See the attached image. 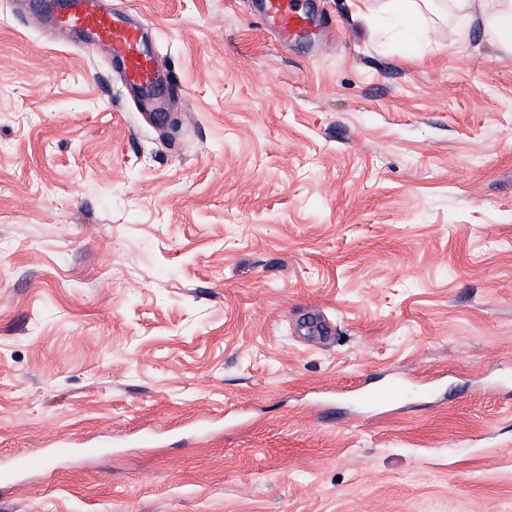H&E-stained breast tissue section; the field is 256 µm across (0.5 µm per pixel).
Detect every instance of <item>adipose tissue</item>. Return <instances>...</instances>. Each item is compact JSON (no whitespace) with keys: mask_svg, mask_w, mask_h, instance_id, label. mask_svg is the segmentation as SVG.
<instances>
[{"mask_svg":"<svg viewBox=\"0 0 512 512\" xmlns=\"http://www.w3.org/2000/svg\"><path fill=\"white\" fill-rule=\"evenodd\" d=\"M385 8L410 21L429 15L453 18L462 39L468 37L472 25H481L491 42L512 54V0H387Z\"/></svg>","mask_w":512,"mask_h":512,"instance_id":"ef3b65f1","label":"adipose tissue"}]
</instances>
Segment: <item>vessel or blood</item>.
<instances>
[{
	"label": "vessel or blood",
	"mask_w": 512,
	"mask_h": 512,
	"mask_svg": "<svg viewBox=\"0 0 512 512\" xmlns=\"http://www.w3.org/2000/svg\"><path fill=\"white\" fill-rule=\"evenodd\" d=\"M257 11L265 28L285 42L311 38L321 26L304 0H260ZM36 20L49 22L61 32L86 35L90 45H103L120 70L127 89L139 96L151 93L156 76L155 60L142 49L140 28L104 8L102 0H71L65 13L49 16L41 12Z\"/></svg>",
	"instance_id": "b4317fda"
}]
</instances>
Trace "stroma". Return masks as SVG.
I'll use <instances>...</instances> for the list:
<instances>
[{
	"label": "stroma",
	"instance_id": "stroma-1",
	"mask_svg": "<svg viewBox=\"0 0 512 512\" xmlns=\"http://www.w3.org/2000/svg\"><path fill=\"white\" fill-rule=\"evenodd\" d=\"M253 2L111 0L163 119L0 0V512H512V54ZM260 21L282 41L304 40L315 36L323 24L300 0H259Z\"/></svg>",
	"mask_w": 512,
	"mask_h": 512
}]
</instances>
